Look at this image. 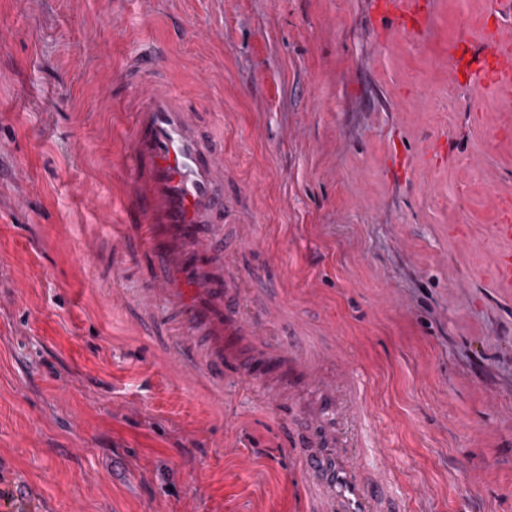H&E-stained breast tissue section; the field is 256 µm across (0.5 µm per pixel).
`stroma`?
I'll return each mask as SVG.
<instances>
[{"label":"stroma","instance_id":"obj_1","mask_svg":"<svg viewBox=\"0 0 512 512\" xmlns=\"http://www.w3.org/2000/svg\"><path fill=\"white\" fill-rule=\"evenodd\" d=\"M0 0V505L301 512L264 385L180 378L135 320L126 64L224 137L225 232L260 288L332 337L410 512H512V96L473 78L489 0ZM127 301L112 305L114 270Z\"/></svg>","mask_w":512,"mask_h":512}]
</instances>
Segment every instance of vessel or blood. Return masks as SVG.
<instances>
[{"instance_id":"obj_1","label":"vessel or blood","mask_w":512,"mask_h":512,"mask_svg":"<svg viewBox=\"0 0 512 512\" xmlns=\"http://www.w3.org/2000/svg\"><path fill=\"white\" fill-rule=\"evenodd\" d=\"M478 72L512 91V44L487 38ZM159 55L126 72L141 101L123 143L128 226L142 242L139 311L160 320L164 348L185 376L263 383L288 414L307 512H407L367 411L368 387L345 369L319 370L304 336L272 338L288 315L252 296L224 248V150L161 76Z\"/></svg>"}]
</instances>
